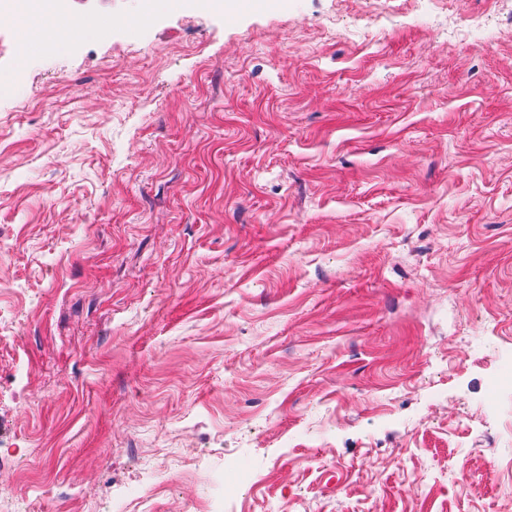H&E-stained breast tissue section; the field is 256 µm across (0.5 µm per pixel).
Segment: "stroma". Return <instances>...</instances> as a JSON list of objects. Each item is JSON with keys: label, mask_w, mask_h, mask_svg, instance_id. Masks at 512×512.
I'll use <instances>...</instances> for the list:
<instances>
[{"label": "stroma", "mask_w": 512, "mask_h": 512, "mask_svg": "<svg viewBox=\"0 0 512 512\" xmlns=\"http://www.w3.org/2000/svg\"><path fill=\"white\" fill-rule=\"evenodd\" d=\"M68 3L0 21V498L512 512V12Z\"/></svg>", "instance_id": "35a3bbf8"}]
</instances>
